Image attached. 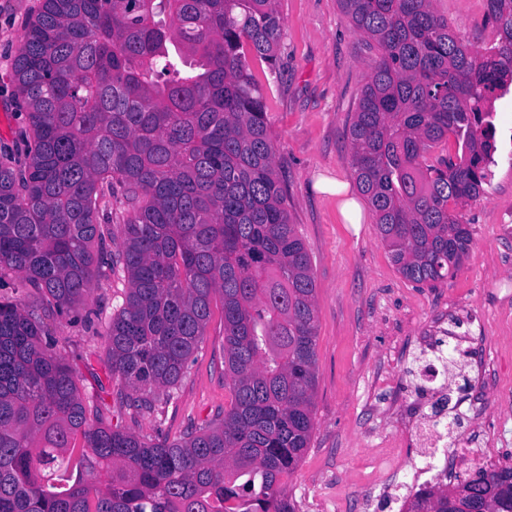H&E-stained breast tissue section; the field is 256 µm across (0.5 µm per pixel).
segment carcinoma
<instances>
[{"instance_id":"1","label":"carcinoma","mask_w":512,"mask_h":512,"mask_svg":"<svg viewBox=\"0 0 512 512\" xmlns=\"http://www.w3.org/2000/svg\"><path fill=\"white\" fill-rule=\"evenodd\" d=\"M277 0H42L11 80L33 135L24 175L0 166V270L60 313L116 270L105 336L134 405L171 395L224 311L232 400L175 441L103 424L39 313L0 301V512H296L281 478L314 428L316 283L274 166L248 55L275 64ZM373 41L351 164L392 263L453 279L496 149L486 99L512 81V0H487L499 50L475 54L432 0H341ZM453 136L461 155L427 163ZM128 213L112 250V205ZM89 480H84L83 476ZM431 512H512V467L423 492Z\"/></svg>"}]
</instances>
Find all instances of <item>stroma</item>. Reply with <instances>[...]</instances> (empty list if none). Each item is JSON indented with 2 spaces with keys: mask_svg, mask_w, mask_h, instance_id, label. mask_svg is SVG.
Wrapping results in <instances>:
<instances>
[{
  "mask_svg": "<svg viewBox=\"0 0 512 512\" xmlns=\"http://www.w3.org/2000/svg\"><path fill=\"white\" fill-rule=\"evenodd\" d=\"M40 3L0 0V166L18 174L31 131L13 91L12 65ZM433 7L470 50L483 51L497 37L487 0H434ZM276 8L283 26L277 61L253 67L290 221L312 261L318 316L314 430L303 461L283 482L297 512H397L396 480L376 479L370 460L400 436L406 418L429 412L417 368L448 334L460 338L452 362L473 396L460 407L459 445L512 466V407L498 401L499 393L512 392V237L497 229L500 215L512 211V168L499 169L480 196L458 206L471 245L456 276L433 288L405 279L380 241L371 208L361 223H345L339 196L317 185L338 178L350 183L352 196L360 194L349 129L379 52L349 24L340 0H278ZM126 287L120 273L99 279L59 314L21 274L0 271V297L44 310L43 340L76 369L83 397L101 404L112 425L173 441L223 419L231 391L220 301H213L204 342L172 397L138 411L132 390H119L106 367V325ZM90 313L95 323L87 322Z\"/></svg>",
  "mask_w": 512,
  "mask_h": 512,
  "instance_id": "1",
  "label": "stroma"
}]
</instances>
